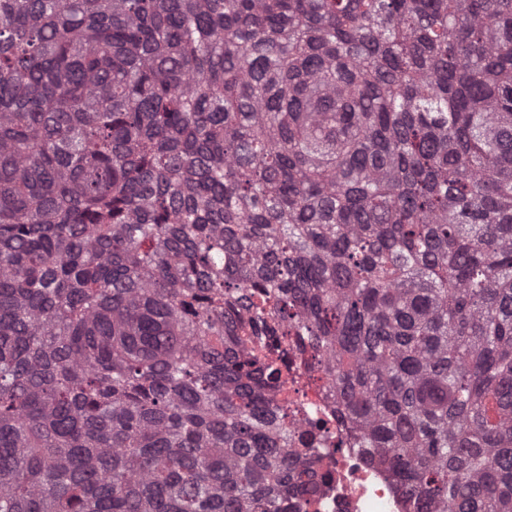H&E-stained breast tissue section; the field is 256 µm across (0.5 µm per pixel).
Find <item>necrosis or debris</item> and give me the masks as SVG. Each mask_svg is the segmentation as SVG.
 Instances as JSON below:
<instances>
[{"mask_svg": "<svg viewBox=\"0 0 512 512\" xmlns=\"http://www.w3.org/2000/svg\"><path fill=\"white\" fill-rule=\"evenodd\" d=\"M282 404L289 421L298 424L300 430H308L317 422L328 427L311 449L328 473L312 512H406L386 469L371 461L362 449L342 446L345 430L336 418V406L320 373L295 362L288 371V394Z\"/></svg>", "mask_w": 512, "mask_h": 512, "instance_id": "obj_1", "label": "necrosis or debris"}]
</instances>
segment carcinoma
<instances>
[{"label":"carcinoma","instance_id":"cac0c4a2","mask_svg":"<svg viewBox=\"0 0 512 512\" xmlns=\"http://www.w3.org/2000/svg\"><path fill=\"white\" fill-rule=\"evenodd\" d=\"M297 351L512 512V0H0V512H308Z\"/></svg>","mask_w":512,"mask_h":512}]
</instances>
